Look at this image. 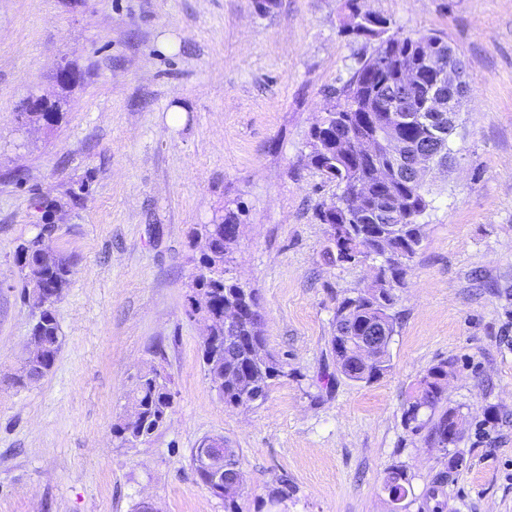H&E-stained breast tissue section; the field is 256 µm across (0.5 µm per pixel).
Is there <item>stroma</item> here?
Listing matches in <instances>:
<instances>
[{
	"mask_svg": "<svg viewBox=\"0 0 512 512\" xmlns=\"http://www.w3.org/2000/svg\"><path fill=\"white\" fill-rule=\"evenodd\" d=\"M344 3L274 0L263 14L255 0H0V512H225L192 462L207 437L239 451L238 512H512V0H359L440 34L470 86L457 162L432 182L395 291L391 367L370 384L337 373L328 341L374 263L328 261L318 213L337 187L308 160L329 90L373 47L344 34ZM63 62L82 75L65 89ZM61 96L57 123L28 124L31 98ZM229 212L233 275L257 291L283 367L249 408L213 390L189 304L191 232ZM49 216L73 259L54 306L61 345L19 388L34 317L14 250ZM443 361L447 405L465 418L446 450L403 419ZM152 366L171 377L168 416L120 444L112 427ZM392 469L406 478L396 503Z\"/></svg>",
	"mask_w": 512,
	"mask_h": 512,
	"instance_id": "1",
	"label": "stroma"
}]
</instances>
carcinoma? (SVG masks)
Returning a JSON list of instances; mask_svg holds the SVG:
<instances>
[{
    "label": "carcinoma",
    "instance_id": "obj_1",
    "mask_svg": "<svg viewBox=\"0 0 512 512\" xmlns=\"http://www.w3.org/2000/svg\"><path fill=\"white\" fill-rule=\"evenodd\" d=\"M438 40L440 36H426L405 32L399 28L390 37L375 42L371 53L360 59L350 78L340 87L329 91L335 99L332 104L336 115V139L323 144L319 151L317 134L310 133L311 164L329 181L336 183L340 193L336 200L320 211L323 224H345L350 232L351 248L359 250L364 258L375 257L379 242L385 241L392 249L401 252L402 263L391 266L385 281H375L353 297L344 298L336 308L332 350L336 356V370L356 383H371L390 368L389 346L381 348L374 363L367 369L358 363L357 338L371 326L383 336L393 337L397 317L392 313L395 305L394 289L403 284L410 262L415 256L424 235V218L432 209L431 184L422 185L410 177L398 174L397 179L383 183L375 176L379 167L393 166L385 147H380L375 159H366L352 149L351 141L359 139H384L389 131L379 125L382 108L401 96L397 70L394 66L386 71L379 66L378 58L387 53L400 57V65L417 61L420 53L419 40ZM66 100H55L50 112H39L28 117L30 121H44L50 125L62 115ZM403 121L392 128L408 145L418 149L427 147L430 128H448L444 113L430 112L423 106L412 112L401 113ZM369 186L370 198L365 206L355 212L342 207L345 192L353 184ZM235 223L231 214L211 224H202L193 235L212 239L214 254L224 261V271L216 274L211 269V257L203 252L195 262L198 274L196 288L201 294H209L215 300L207 311L216 333L201 342V354L207 376L224 378L222 390L224 403L236 407H250L265 400L271 381L279 377L282 367L271 354L265 352L263 321L255 308L259 307L257 292L230 276L233 246L236 241L225 235L223 227ZM55 225H37V231L20 243L15 250V261L22 273L25 292L46 290L59 300L68 287L72 261L52 250L48 238ZM235 306L240 310L237 328L232 334L221 331L219 317L224 307ZM33 332L43 337L41 355L42 372L53 365L60 348L59 326L54 308L34 314ZM453 363L441 362L430 367L417 383L414 395L409 398L404 411L406 427L413 432L428 428L426 440L436 448L446 449L457 443L463 429L457 426L462 415L454 408L440 409L445 399L448 373ZM171 381L168 376L151 369L138 376L132 392V401L140 408L141 420L133 432L126 423L112 427L114 436L121 444H133L150 435L163 424V416L172 404ZM430 410L428 421L420 419L421 411ZM241 476L237 451L224 450V503L233 505L242 494L238 478ZM404 475L393 470L386 477L384 488L392 501L401 500L406 490Z\"/></svg>",
    "mask_w": 512,
    "mask_h": 512
}]
</instances>
